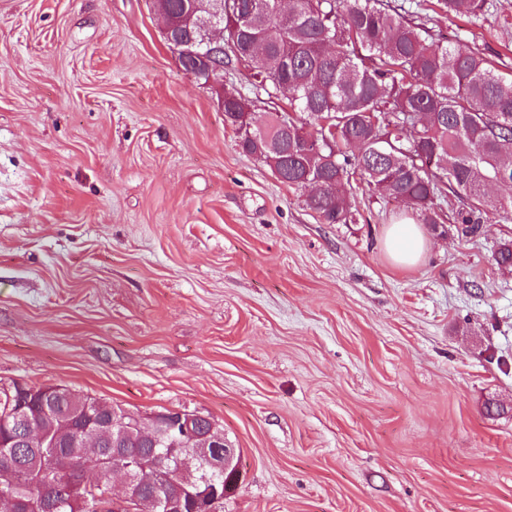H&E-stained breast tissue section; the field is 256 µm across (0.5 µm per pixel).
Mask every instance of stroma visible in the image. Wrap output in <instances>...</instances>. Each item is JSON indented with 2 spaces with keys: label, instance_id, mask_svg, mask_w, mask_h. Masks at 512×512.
Here are the masks:
<instances>
[{
  "label": "stroma",
  "instance_id": "1",
  "mask_svg": "<svg viewBox=\"0 0 512 512\" xmlns=\"http://www.w3.org/2000/svg\"><path fill=\"white\" fill-rule=\"evenodd\" d=\"M495 3L433 32L510 72ZM345 193L321 223L243 153L152 0H0V386L210 417L224 512H512V217L401 268L416 213ZM386 246L397 265L411 267L423 253L425 241L417 224H393L387 232Z\"/></svg>",
  "mask_w": 512,
  "mask_h": 512
}]
</instances>
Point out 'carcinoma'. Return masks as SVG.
<instances>
[{"label": "carcinoma", "mask_w": 512, "mask_h": 512, "mask_svg": "<svg viewBox=\"0 0 512 512\" xmlns=\"http://www.w3.org/2000/svg\"><path fill=\"white\" fill-rule=\"evenodd\" d=\"M224 0L227 48L247 71L249 89H224V122L238 146L268 165L291 188L320 187L306 198L324 224H350L354 213L341 187L354 175L368 191L402 202L422 224L445 221L438 200L467 202L457 212L464 236L477 234L490 213L511 214L487 193L491 184H512V74L468 42L446 43L413 18L477 19L490 0ZM154 10L180 26L187 54L180 61L196 82L224 67L222 48L201 46L191 18L195 0H153ZM287 104L268 120L261 113L280 97ZM296 118L283 127L284 113ZM425 123L417 135H401L412 115ZM328 134L334 146L315 151L307 142ZM124 413L54 386L0 391V501L19 499L25 512H88L87 503L111 502L112 433L89 427L93 416ZM45 435L40 447L18 440L19 421ZM124 461L147 469L138 495L167 512L178 498L183 512L209 490L224 492V449L190 447L171 433L156 442L135 429ZM100 472L83 479L87 468Z\"/></svg>", "instance_id": "obj_1"}]
</instances>
